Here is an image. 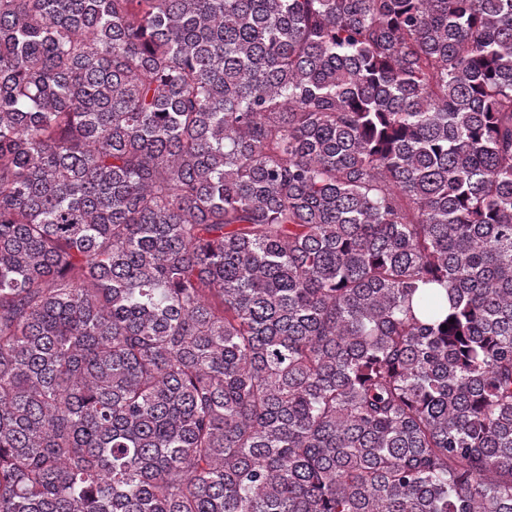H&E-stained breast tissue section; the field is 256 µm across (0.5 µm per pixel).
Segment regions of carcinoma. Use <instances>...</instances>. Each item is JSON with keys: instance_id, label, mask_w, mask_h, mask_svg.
Returning <instances> with one entry per match:
<instances>
[{"instance_id": "cac0c4a2", "label": "carcinoma", "mask_w": 512, "mask_h": 512, "mask_svg": "<svg viewBox=\"0 0 512 512\" xmlns=\"http://www.w3.org/2000/svg\"><path fill=\"white\" fill-rule=\"evenodd\" d=\"M0 512H512V0H0Z\"/></svg>"}]
</instances>
